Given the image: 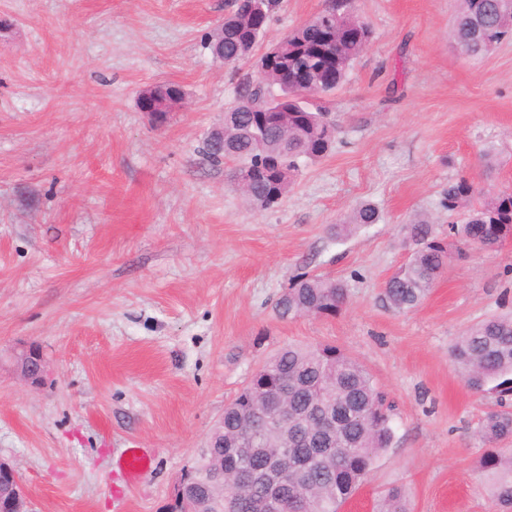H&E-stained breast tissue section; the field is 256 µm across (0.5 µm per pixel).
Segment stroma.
<instances>
[{
    "label": "stroma",
    "instance_id": "35a3bbf8",
    "mask_svg": "<svg viewBox=\"0 0 512 512\" xmlns=\"http://www.w3.org/2000/svg\"><path fill=\"white\" fill-rule=\"evenodd\" d=\"M229 2L0 0V460L32 512H166L252 371L331 344L396 406L392 444L343 512H374L391 486L413 512H494L475 430L496 396L465 385L450 348L512 312V239L453 258L417 309L380 296L410 219L453 222L448 182L512 191V40L470 58L453 36L461 0H351L372 36L325 101L336 144L260 211L200 152L250 71L204 47ZM330 2L282 0L262 47ZM156 84L184 94L159 126L137 104ZM363 201L380 223L336 239ZM304 272L345 282L346 307L279 318ZM32 346L37 385L17 361ZM130 447L155 457L133 487L113 466ZM22 359L26 364V369L23 374L24 378L31 384H39L45 373V361L43 356L39 351L30 349L22 355Z\"/></svg>",
    "mask_w": 512,
    "mask_h": 512
}]
</instances>
